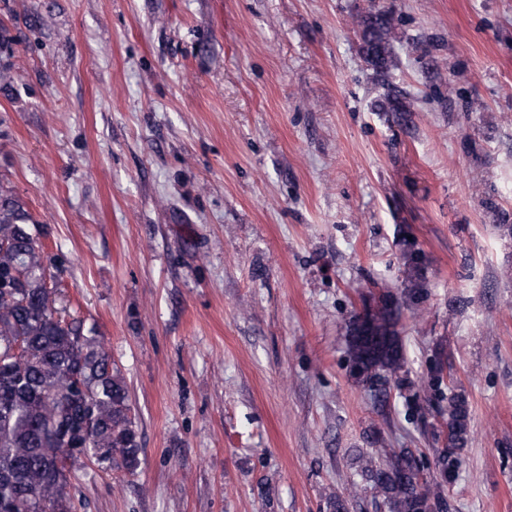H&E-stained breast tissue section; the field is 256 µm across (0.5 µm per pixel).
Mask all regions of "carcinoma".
<instances>
[{
  "instance_id": "obj_1",
  "label": "carcinoma",
  "mask_w": 512,
  "mask_h": 512,
  "mask_svg": "<svg viewBox=\"0 0 512 512\" xmlns=\"http://www.w3.org/2000/svg\"><path fill=\"white\" fill-rule=\"evenodd\" d=\"M362 52L378 72L388 69L393 16L368 10L359 19ZM33 217L13 191L0 188V512H74L69 475L79 462L105 473L135 474L141 442L128 384L100 341L96 324L64 305L58 257L31 231ZM422 260L406 262L418 299ZM401 304L385 296L366 319L379 342L353 328L352 365L369 359L358 378L378 389L384 377L400 379L403 354L398 324ZM469 410L461 394L448 396V423L438 469L458 468L457 450L469 434ZM383 468L366 466L382 512H442V483L419 480L418 462L407 448H380Z\"/></svg>"
}]
</instances>
